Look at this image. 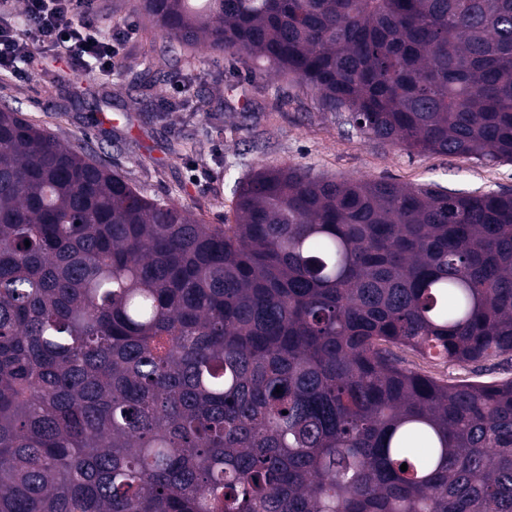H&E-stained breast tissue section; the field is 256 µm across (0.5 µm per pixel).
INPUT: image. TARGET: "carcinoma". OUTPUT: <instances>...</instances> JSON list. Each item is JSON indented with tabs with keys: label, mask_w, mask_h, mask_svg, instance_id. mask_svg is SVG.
Wrapping results in <instances>:
<instances>
[{
	"label": "carcinoma",
	"mask_w": 512,
	"mask_h": 512,
	"mask_svg": "<svg viewBox=\"0 0 512 512\" xmlns=\"http://www.w3.org/2000/svg\"><path fill=\"white\" fill-rule=\"evenodd\" d=\"M206 2L135 9L369 137L512 161V0ZM234 196L207 224L0 109V512H512V378L397 354L512 357V194L286 165ZM399 355L406 358L410 367L424 371L440 378H448V380H480V381H494L506 378H512V361L498 360L493 366V362L477 363L469 366L467 369H461L456 366H447L438 364L437 362H427L419 360L413 355L398 351Z\"/></svg>",
	"instance_id": "cac0c4a2"
}]
</instances>
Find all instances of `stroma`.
<instances>
[{
    "mask_svg": "<svg viewBox=\"0 0 512 512\" xmlns=\"http://www.w3.org/2000/svg\"><path fill=\"white\" fill-rule=\"evenodd\" d=\"M100 30L135 24L137 34L114 58L112 70L83 73L85 96L62 85L64 64L53 56L25 61L27 79L0 77V108L20 111L65 144L87 143L92 157L145 196L174 202L209 224L232 220L233 190L261 167L293 164L318 175L385 180L447 190L512 192V162L418 153L369 138L343 112H328L310 92L264 63L206 46L157 50L165 38L133 0H97ZM155 57L168 81L133 87L138 63ZM191 82L208 98L216 118L183 112L161 117L174 85ZM192 136L193 150L171 151ZM410 367L453 381L512 378V361L461 369L408 357Z\"/></svg>",
    "mask_w": 512,
    "mask_h": 512,
    "instance_id": "obj_1",
    "label": "stroma"
}]
</instances>
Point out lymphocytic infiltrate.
<instances>
[{
    "instance_id": "obj_1",
    "label": "lymphocytic infiltrate",
    "mask_w": 512,
    "mask_h": 512,
    "mask_svg": "<svg viewBox=\"0 0 512 512\" xmlns=\"http://www.w3.org/2000/svg\"><path fill=\"white\" fill-rule=\"evenodd\" d=\"M93 0H25L30 26L18 30L11 0H0V67H16L38 50H60L72 58L110 71L129 31L101 32L89 21Z\"/></svg>"
}]
</instances>
